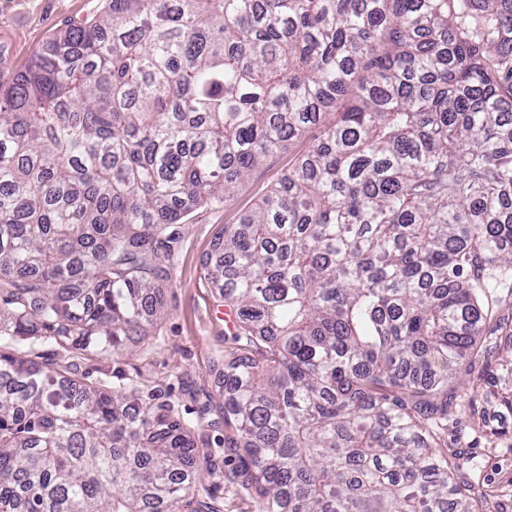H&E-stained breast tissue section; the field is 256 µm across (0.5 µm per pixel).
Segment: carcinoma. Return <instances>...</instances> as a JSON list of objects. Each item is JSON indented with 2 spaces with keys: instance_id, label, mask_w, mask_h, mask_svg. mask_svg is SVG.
Listing matches in <instances>:
<instances>
[{
  "instance_id": "1",
  "label": "carcinoma",
  "mask_w": 512,
  "mask_h": 512,
  "mask_svg": "<svg viewBox=\"0 0 512 512\" xmlns=\"http://www.w3.org/2000/svg\"><path fill=\"white\" fill-rule=\"evenodd\" d=\"M512 0H109L0 82V340L117 352L160 235L321 136L205 277L256 512H474L448 418L512 411ZM172 402L0 349V512H224Z\"/></svg>"
}]
</instances>
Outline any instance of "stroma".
Segmentation results:
<instances>
[{
    "label": "stroma",
    "instance_id": "1",
    "mask_svg": "<svg viewBox=\"0 0 512 512\" xmlns=\"http://www.w3.org/2000/svg\"><path fill=\"white\" fill-rule=\"evenodd\" d=\"M106 5L107 0H0V72L12 76L24 70L56 34L92 18ZM319 134V129H311L306 139L270 155L223 207L197 209L185 223L168 229L161 256L172 270V280L163 292V313L146 337L125 343L115 354L66 349L43 335L17 346L39 362L75 365L89 382L132 383L144 395L176 402L198 446L212 453L215 471L203 481L223 503L224 512H255V502L229 479L237 458L224 446L219 375L225 354L238 345L223 302L203 277L201 261L214 254L225 225L238 223ZM206 402L213 409L204 416L199 408ZM447 441L467 454L466 471L480 480L487 512H512V412L477 399L474 409L449 419Z\"/></svg>",
    "mask_w": 512,
    "mask_h": 512
}]
</instances>
